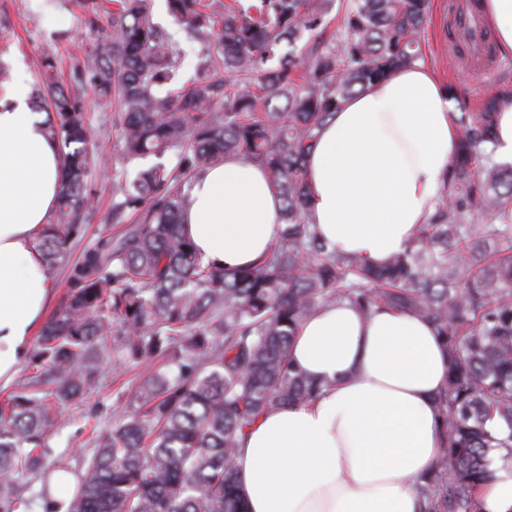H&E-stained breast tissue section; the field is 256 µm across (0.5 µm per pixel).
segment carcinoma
<instances>
[{
  "label": "carcinoma",
  "instance_id": "cac0c4a2",
  "mask_svg": "<svg viewBox=\"0 0 512 512\" xmlns=\"http://www.w3.org/2000/svg\"><path fill=\"white\" fill-rule=\"evenodd\" d=\"M92 14L102 0H87ZM167 0L200 46L201 74L172 89L181 50L154 24L149 0H112V39L58 79L54 57L34 62L36 107L67 148L57 207L39 238L46 268L68 261L94 209L93 149L84 98L116 99L119 150L153 157L133 182L113 174L100 237L70 269L69 288L43 323L27 375L0 405V512H22L28 481L50 468L47 444L69 403L91 389L96 354L140 364L133 408L96 436L70 512H246L236 461L262 415L318 398L329 382L288 357L300 324L346 303L362 316L401 309L431 323L448 350L437 393L445 436L414 482L420 512H482L479 494L512 468V164L494 160V112L456 113L453 163L418 238L382 264L329 249L307 200L306 157L342 104L393 70L424 60L429 0ZM297 50H285L299 40ZM239 76L226 85L219 70ZM180 150L177 164L166 155ZM238 157L262 166L283 202L280 239L257 266L205 264L185 236L192 182ZM469 213L479 224L462 223Z\"/></svg>",
  "mask_w": 512,
  "mask_h": 512
}]
</instances>
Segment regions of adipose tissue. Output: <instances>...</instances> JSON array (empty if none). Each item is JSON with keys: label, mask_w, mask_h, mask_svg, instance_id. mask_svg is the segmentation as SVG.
<instances>
[{"label": "adipose tissue", "mask_w": 512, "mask_h": 512, "mask_svg": "<svg viewBox=\"0 0 512 512\" xmlns=\"http://www.w3.org/2000/svg\"><path fill=\"white\" fill-rule=\"evenodd\" d=\"M512 56V0H481ZM20 82L0 96V385L25 362L54 299L37 234L56 204L64 152ZM444 84L418 64L354 95L307 158L308 205L329 248L374 263L402 252L432 215L457 131ZM282 201L264 170L229 157L196 179L185 230L202 260L256 266L275 246ZM293 363L330 380L318 399L260 416L237 458L249 512H419L413 483L445 445L436 395L448 356L431 324L346 304L304 321Z\"/></svg>", "instance_id": "1"}]
</instances>
